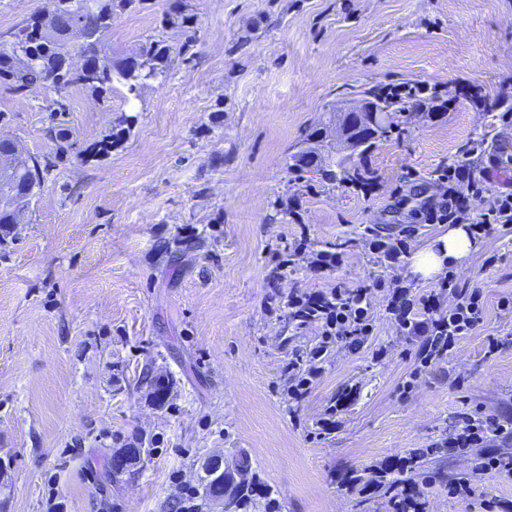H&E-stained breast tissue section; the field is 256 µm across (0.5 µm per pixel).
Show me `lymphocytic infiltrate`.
<instances>
[{
  "instance_id": "f902f5d3",
  "label": "lymphocytic infiltrate",
  "mask_w": 512,
  "mask_h": 512,
  "mask_svg": "<svg viewBox=\"0 0 512 512\" xmlns=\"http://www.w3.org/2000/svg\"><path fill=\"white\" fill-rule=\"evenodd\" d=\"M382 95L410 101L430 119H442L459 101H468L475 110L495 113L498 121L512 124V82L503 81L497 94L484 93L481 86L462 82L447 92L432 90L429 83H397L381 86ZM493 148L487 140L474 139L461 147L456 158L436 168L431 175L435 197L422 204L418 214L426 224H464L473 239L480 240L498 230L512 232V189L492 188L486 170L476 169L475 158H490ZM416 227H405L396 238L384 236L374 227L363 233L368 248L384 267L392 269L390 279H376L355 288L334 287L322 292H292L284 304L297 327L320 324V341L305 358H289L288 396L302 401L320 375L330 347L342 341L351 346L364 343L374 331L371 299L385 292L387 311L401 332L418 337L416 350L420 366H427L454 349L483 320L485 303L480 289L470 287L463 275L449 271L438 288L423 298H415L397 270L406 256ZM447 447L456 453L475 456L473 474L512 477V415L485 416L466 413L459 416ZM395 481L401 497L391 498L392 512H424L423 493L410 474L413 459L399 457Z\"/></svg>"
}]
</instances>
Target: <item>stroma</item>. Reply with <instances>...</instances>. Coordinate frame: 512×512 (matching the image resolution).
Returning a JSON list of instances; mask_svg holds the SVG:
<instances>
[{
	"label": "stroma",
	"mask_w": 512,
	"mask_h": 512,
	"mask_svg": "<svg viewBox=\"0 0 512 512\" xmlns=\"http://www.w3.org/2000/svg\"><path fill=\"white\" fill-rule=\"evenodd\" d=\"M150 37L174 54L135 100L119 85L103 100L75 88L56 113L54 92L20 96L0 82V133L52 163L23 224L0 233V512L54 501L61 512H177L178 482L203 488L217 454L235 478L269 488L276 512H389L386 494L337 477L372 479L415 449L426 452L413 477L427 512L512 501V479L490 475L475 498L449 497L472 469L444 447L460 413L512 411V314L498 307L512 294V233L479 240L461 265L484 294L483 321L424 369L378 292L373 335L336 343L308 397L288 402L283 367L321 329L286 324L269 302L388 277L364 226L394 235L418 224L414 251L445 232L394 210L391 192L411 168L420 177L406 194L429 197V175L461 145L512 136L468 102L439 122L393 113L395 134L351 155L335 180L290 163L360 89L466 79L496 94L512 76V0H134L113 15L107 50L123 58ZM366 166L382 186L369 199L349 184ZM302 240L311 252L340 247L341 264L278 269ZM159 380L170 386L160 405L149 395ZM126 448L145 455L113 474Z\"/></svg>",
	"instance_id": "1"
}]
</instances>
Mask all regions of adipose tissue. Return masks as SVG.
Listing matches in <instances>:
<instances>
[{"label":"adipose tissue","mask_w":512,"mask_h":512,"mask_svg":"<svg viewBox=\"0 0 512 512\" xmlns=\"http://www.w3.org/2000/svg\"><path fill=\"white\" fill-rule=\"evenodd\" d=\"M477 248L466 225L453 224L433 243L416 251L411 257L414 274L423 279L443 277L449 266L465 262Z\"/></svg>","instance_id":"obj_1"}]
</instances>
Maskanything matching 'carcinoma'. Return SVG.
<instances>
[{
    "mask_svg": "<svg viewBox=\"0 0 512 512\" xmlns=\"http://www.w3.org/2000/svg\"><path fill=\"white\" fill-rule=\"evenodd\" d=\"M57 9L50 24H45L36 13L25 19L11 32L10 46L0 42V80L7 82L15 93L31 88L53 91L54 111L64 112L71 88H83L105 97L118 83L126 90L127 99H135L150 81L164 76L172 60V47L161 40L148 39L129 57L114 59L106 51V38L114 11L124 9L134 0H106L97 6L75 11L70 0H56ZM86 31L88 40L83 46L85 57L100 60L93 74H76L64 69L63 52L66 38L73 27ZM385 112H402L405 103L378 95V90L363 91ZM0 157L15 163L5 186L19 200L27 199L31 191L44 180L50 166L49 159L26 156L14 142H0Z\"/></svg>",
    "mask_w": 512,
    "mask_h": 512,
    "instance_id": "carcinoma-1",
    "label": "carcinoma"
}]
</instances>
